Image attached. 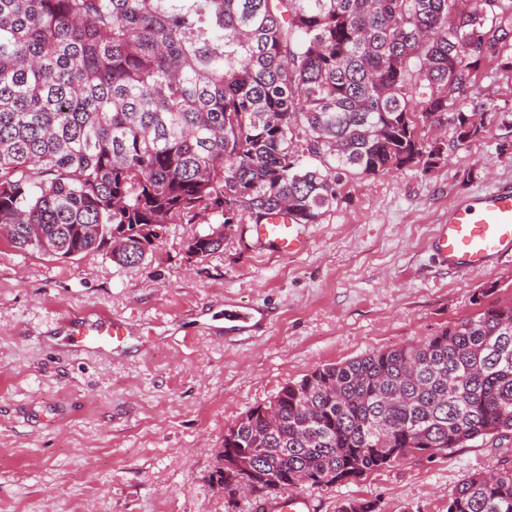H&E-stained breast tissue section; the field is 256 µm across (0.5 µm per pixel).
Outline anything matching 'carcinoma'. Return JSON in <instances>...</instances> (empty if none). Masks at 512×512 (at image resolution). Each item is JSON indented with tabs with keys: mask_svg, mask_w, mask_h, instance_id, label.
<instances>
[{
	"mask_svg": "<svg viewBox=\"0 0 512 512\" xmlns=\"http://www.w3.org/2000/svg\"><path fill=\"white\" fill-rule=\"evenodd\" d=\"M512 71V0H0V229L55 258L142 262L168 224H315L344 180L484 136L476 73ZM211 227L188 252L205 257ZM314 368L224 433L218 482L356 480L512 432V301ZM338 512H378L370 499ZM448 512H512V463Z\"/></svg>",
	"mask_w": 512,
	"mask_h": 512,
	"instance_id": "carcinoma-1",
	"label": "carcinoma"
}]
</instances>
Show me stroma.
Wrapping results in <instances>:
<instances>
[{
  "label": "stroma",
  "instance_id": "1",
  "mask_svg": "<svg viewBox=\"0 0 512 512\" xmlns=\"http://www.w3.org/2000/svg\"><path fill=\"white\" fill-rule=\"evenodd\" d=\"M475 101L499 120L485 137H436L431 169L352 178L305 249H254L245 225L188 252L202 224L167 225L138 264L105 252L59 259L0 237V512H261L263 497L217 481L226 429L317 366L435 334L476 295L512 301V260L456 273L430 250L458 197L512 184V72L486 62ZM272 311L266 333L223 340L225 306ZM127 324L124 350H75L89 308ZM512 461V433L415 453L362 479L294 487L312 512L371 499L379 512H448L460 481Z\"/></svg>",
  "mask_w": 512,
  "mask_h": 512
}]
</instances>
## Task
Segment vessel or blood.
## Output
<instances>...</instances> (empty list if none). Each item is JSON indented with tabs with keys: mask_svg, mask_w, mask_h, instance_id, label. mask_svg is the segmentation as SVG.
I'll use <instances>...</instances> for the list:
<instances>
[{
	"mask_svg": "<svg viewBox=\"0 0 512 512\" xmlns=\"http://www.w3.org/2000/svg\"><path fill=\"white\" fill-rule=\"evenodd\" d=\"M257 247L279 254L303 251L306 239L290 215L280 214L267 223L250 225ZM431 247L441 265L464 273L486 269L512 257V189L496 188L474 194L454 204L437 225ZM264 323L253 307L232 305L224 311L226 333L242 335ZM125 323L100 315L86 317L71 327L77 350L94 352L125 341Z\"/></svg>",
	"mask_w": 512,
	"mask_h": 512,
	"instance_id": "b4317fda",
	"label": "vessel or blood"
}]
</instances>
